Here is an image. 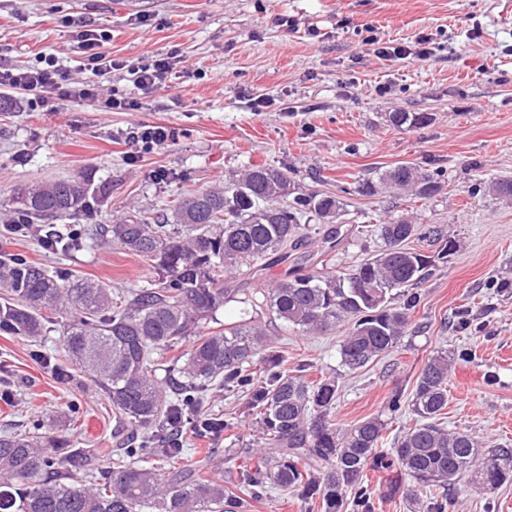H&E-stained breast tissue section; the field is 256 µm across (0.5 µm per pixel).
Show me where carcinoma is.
<instances>
[{
	"label": "carcinoma",
	"instance_id": "cac0c4a2",
	"mask_svg": "<svg viewBox=\"0 0 512 512\" xmlns=\"http://www.w3.org/2000/svg\"><path fill=\"white\" fill-rule=\"evenodd\" d=\"M427 117L393 112L395 127ZM441 174L401 164L378 181L358 186L363 195L383 188L428 199L441 190ZM292 186L294 190L286 192ZM88 184L78 177L36 184L17 193L11 213L26 223L70 219L89 207ZM343 208L331 194H304L286 168L255 165L224 179V186L180 198L171 215L113 224L112 240L151 263L161 276L122 298L102 284L61 278L27 259L0 258V332L42 335L51 315H68L64 345L71 360L112 403L113 448H69L33 421L34 431L0 435V512H247L273 489L300 491L313 510L369 512L363 486L368 463L397 466L432 492L435 512L462 479L493 489L512 483V448L480 442L439 423L448 407V371L454 357L430 359L417 377L408 407L415 425L404 429L389 454L379 448L384 422L373 417L338 430L330 413L331 380H306L265 351L264 333L243 318L208 334L199 324L234 300L224 280L252 275L271 258L286 260L308 242L309 223L333 224ZM418 225L393 218L375 225L384 249L352 271L301 272L305 256L254 306L306 333L351 322L340 345L343 366L358 370L393 349L403 336L431 256L410 249ZM403 301L396 306L394 302ZM192 344L165 363V352ZM163 370L161 380L156 371ZM217 386L246 397L258 416L257 442L267 455L243 449L253 464L238 467L230 486L204 467L181 465L183 433L213 444L234 427L206 408ZM107 455L112 466L102 470Z\"/></svg>",
	"mask_w": 512,
	"mask_h": 512
}]
</instances>
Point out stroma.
Returning a JSON list of instances; mask_svg holds the SVG:
<instances>
[{
    "label": "stroma",
    "mask_w": 512,
    "mask_h": 512,
    "mask_svg": "<svg viewBox=\"0 0 512 512\" xmlns=\"http://www.w3.org/2000/svg\"><path fill=\"white\" fill-rule=\"evenodd\" d=\"M107 34L103 49L125 61L102 83L134 97L137 109L103 112L63 103L51 112L0 86V209L15 188L67 179L88 181L94 202L78 219V246H44L46 229L28 236L0 233V252L21 253L59 276H76L113 292L148 286L156 270L115 242L101 225L132 212H156L190 190L223 182L251 165L288 167L303 190L341 194L335 247L317 227L305 249L312 268L346 272L378 254L369 228L403 215L419 226L443 225L456 242L416 287L418 303L398 345L366 367L342 366L345 327L307 335L269 313L259 319L268 350L288 370L307 365L309 379L336 382L331 418L347 429L378 417L393 438L413 417L388 411L393 394L410 397L429 358L453 351L448 375V430L512 443V198L490 189L512 180V0H0V65L29 68L39 54L82 80L80 30ZM409 49L400 59L370 51L368 38ZM180 50L161 88L135 89L128 68L144 56ZM267 105L255 111L252 100ZM426 114L425 124L393 127L392 112ZM143 123L175 129L174 141L145 153L128 139ZM410 162L440 170L445 185L429 199L385 190L357 191ZM285 267L237 276V301L200 325L207 333L242 318L244 301L278 282ZM65 316L41 339L0 334V377L13 396L0 400V434L32 417L71 413L59 436L73 448H107L112 405L68 360L60 343ZM215 410L234 419L206 458L187 438L189 462L206 460L209 477L226 480L228 452L256 433L243 397L218 391ZM372 512H428L422 487L395 468L368 466ZM446 512H512V484L483 489L461 480Z\"/></svg>",
    "instance_id": "1"
}]
</instances>
